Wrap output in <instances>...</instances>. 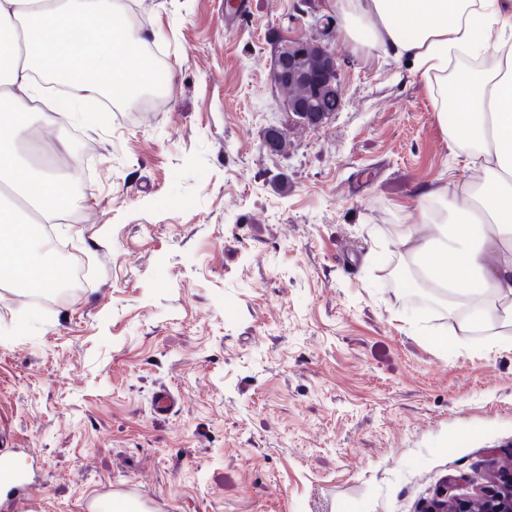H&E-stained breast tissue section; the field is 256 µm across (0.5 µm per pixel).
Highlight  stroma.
<instances>
[{
  "label": "stroma",
  "mask_w": 512,
  "mask_h": 512,
  "mask_svg": "<svg viewBox=\"0 0 512 512\" xmlns=\"http://www.w3.org/2000/svg\"><path fill=\"white\" fill-rule=\"evenodd\" d=\"M235 2L129 0L158 101L34 127L76 176L52 239L87 272L39 307L0 283V449L31 450L38 512L133 482L158 512H423L512 461V347L439 344L454 319L386 246L467 176L430 88L333 36L343 105L299 127L268 73L328 0Z\"/></svg>",
  "instance_id": "1"
}]
</instances>
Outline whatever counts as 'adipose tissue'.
Instances as JSON below:
<instances>
[{
    "label": "adipose tissue",
    "instance_id": "1",
    "mask_svg": "<svg viewBox=\"0 0 512 512\" xmlns=\"http://www.w3.org/2000/svg\"><path fill=\"white\" fill-rule=\"evenodd\" d=\"M126 0H0V195L42 222L57 216L64 182L21 152L39 115L35 73L72 88L71 112L86 93L108 89L133 104L132 87L150 84L152 71L130 61L140 30L122 23ZM342 20L344 44L410 61L432 90L443 131L469 173L454 192L425 189L417 223L391 244L416 287L442 295L461 313L456 333L512 335V5L506 0H328ZM500 37L490 41L487 33ZM93 37L73 47L75 36ZM473 59L449 70L452 56ZM0 211V257L16 267L18 296L46 292L57 266L37 255L29 232Z\"/></svg>",
    "mask_w": 512,
    "mask_h": 512
}]
</instances>
